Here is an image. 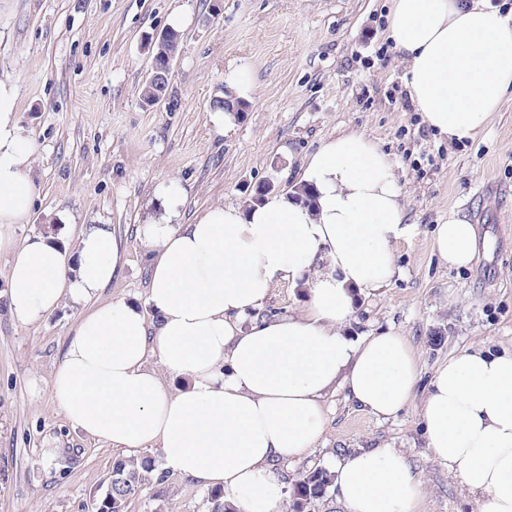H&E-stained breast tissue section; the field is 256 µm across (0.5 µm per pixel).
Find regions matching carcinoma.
<instances>
[{"label":"carcinoma","mask_w":512,"mask_h":512,"mask_svg":"<svg viewBox=\"0 0 512 512\" xmlns=\"http://www.w3.org/2000/svg\"><path fill=\"white\" fill-rule=\"evenodd\" d=\"M213 109L240 114L249 108V103L233 96L229 89L212 102ZM156 460L150 456L117 458L112 461L109 484L105 495L100 499L97 512H127V505L139 488L151 478L163 482V477L155 476ZM332 475L326 469H319L299 476L294 487L295 512H305V505L324 497L331 486Z\"/></svg>","instance_id":"carcinoma-1"}]
</instances>
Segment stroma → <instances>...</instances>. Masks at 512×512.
I'll list each match as a JSON object with an SVG mask.
<instances>
[{"mask_svg": "<svg viewBox=\"0 0 512 512\" xmlns=\"http://www.w3.org/2000/svg\"><path fill=\"white\" fill-rule=\"evenodd\" d=\"M390 0H0V79L18 88L16 112L36 145V197L17 242L48 236L73 252L81 228L110 225L122 266L98 297L146 306L149 256L139 230L163 212L159 191L184 197L181 223L214 205L243 204L255 188L287 191L323 141L358 131L394 162L410 242L395 272L361 299L352 335L392 330L418 364L413 400L378 418L344 388L326 398L327 424L288 484L333 469L357 448L402 452L421 485V512H470L469 494L431 456L420 403L448 357L512 348V96L474 140L449 142L424 124L405 90V66L386 35ZM187 17L161 105L143 107L149 43L173 11ZM250 108L218 132L212 102L237 75ZM457 212L477 252L451 269L431 249L436 224ZM0 254V512H96L118 450L74 431L57 408L52 374L84 308L70 301L34 324L6 300ZM62 459L42 456L48 447ZM208 488L165 475L127 512H210Z\"/></svg>", "mask_w": 512, "mask_h": 512, "instance_id": "35a3bbf8", "label": "stroma"}]
</instances>
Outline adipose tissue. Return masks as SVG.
<instances>
[{
	"label": "adipose tissue",
	"mask_w": 512,
	"mask_h": 512,
	"mask_svg": "<svg viewBox=\"0 0 512 512\" xmlns=\"http://www.w3.org/2000/svg\"><path fill=\"white\" fill-rule=\"evenodd\" d=\"M387 34L405 62V89L439 136L476 138L512 94V14L485 0H391ZM17 88L0 79V252L12 255L8 306L39 322L62 300L87 305L51 389L67 423L115 449L157 448L167 473L220 489L237 512H279L280 462L315 448L324 400L337 383L388 418L413 398L414 353L386 332L344 333L355 300L391 279L408 239L402 190L380 144L358 132L325 141L299 179L312 205L289 194L216 206L192 223L161 190L163 213L143 224L150 312L123 300L96 305L119 270L108 225L84 230L73 257L50 239L16 244L32 208L33 140L18 123ZM474 227L457 212L436 225L432 250L451 268L471 264ZM303 284L301 315L258 310L277 284ZM157 366H150V359ZM185 379L182 389L168 381ZM427 447L473 497V512H512V350L449 357L421 405ZM345 512H418L406 456L360 448L339 462Z\"/></svg>",
	"instance_id": "1"
}]
</instances>
